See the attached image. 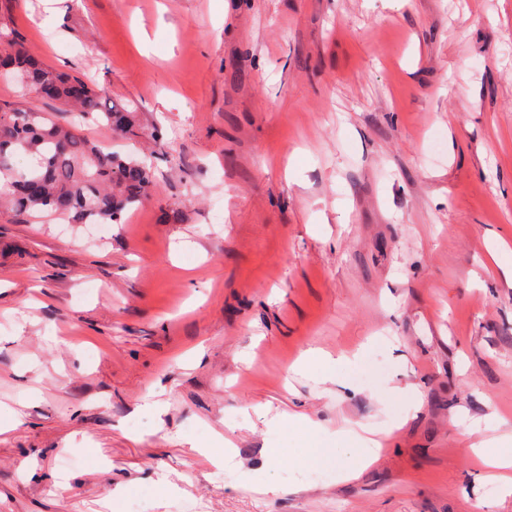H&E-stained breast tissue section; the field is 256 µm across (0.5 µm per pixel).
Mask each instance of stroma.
I'll use <instances>...</instances> for the list:
<instances>
[{
    "instance_id": "obj_1",
    "label": "stroma",
    "mask_w": 512,
    "mask_h": 512,
    "mask_svg": "<svg viewBox=\"0 0 512 512\" xmlns=\"http://www.w3.org/2000/svg\"><path fill=\"white\" fill-rule=\"evenodd\" d=\"M0 22L136 110L143 135L79 130L157 186L103 235L0 209V423L22 414L0 512H512L472 452L512 425V0H0ZM311 347L335 379L294 372Z\"/></svg>"
}]
</instances>
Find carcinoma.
I'll use <instances>...</instances> for the list:
<instances>
[{
	"instance_id": "cac0c4a2",
	"label": "carcinoma",
	"mask_w": 512,
	"mask_h": 512,
	"mask_svg": "<svg viewBox=\"0 0 512 512\" xmlns=\"http://www.w3.org/2000/svg\"><path fill=\"white\" fill-rule=\"evenodd\" d=\"M0 74L71 113L0 105V205L20 213H46L70 224H119L123 212L152 195L144 162L103 150L77 124L95 120L120 134L136 133L137 113L116 109L103 91L38 60L13 28H0Z\"/></svg>"
}]
</instances>
